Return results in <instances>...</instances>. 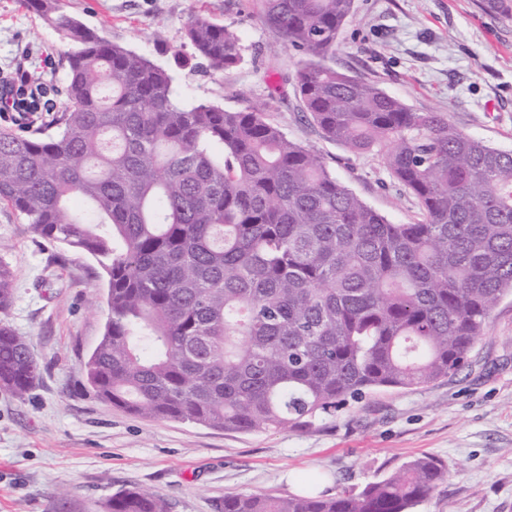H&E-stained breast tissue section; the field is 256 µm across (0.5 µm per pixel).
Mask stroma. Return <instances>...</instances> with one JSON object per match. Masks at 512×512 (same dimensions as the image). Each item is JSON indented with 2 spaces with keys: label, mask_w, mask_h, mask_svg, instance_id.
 I'll list each match as a JSON object with an SVG mask.
<instances>
[{
  "label": "stroma",
  "mask_w": 512,
  "mask_h": 512,
  "mask_svg": "<svg viewBox=\"0 0 512 512\" xmlns=\"http://www.w3.org/2000/svg\"><path fill=\"white\" fill-rule=\"evenodd\" d=\"M112 42L173 68L183 101L241 110L279 100L272 118L316 149L336 178L394 224L418 217L415 200L381 157L322 138L297 108V55L276 49L250 0H61ZM202 14L234 30L244 60L217 72L193 63L184 37ZM57 32L20 0H0V87L25 74L63 83ZM186 66H176L175 54ZM422 112H443L465 134L512 150V22L480 0H354L328 59ZM0 262L14 274L6 319L44 371L18 399L0 390V512H107L113 495L144 488L168 512H219L229 493L295 494L322 474V495L356 494L420 455L447 479L415 512H512V295L493 310L469 364L413 389L384 388L305 430L224 432L149 420L99 400L84 364L107 318L94 258L35 238L0 202Z\"/></svg>",
  "instance_id": "obj_1"
}]
</instances>
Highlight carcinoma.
Returning <instances> with one entry per match:
<instances>
[{
	"label": "carcinoma",
	"mask_w": 512,
	"mask_h": 512,
	"mask_svg": "<svg viewBox=\"0 0 512 512\" xmlns=\"http://www.w3.org/2000/svg\"><path fill=\"white\" fill-rule=\"evenodd\" d=\"M66 43L62 85L29 76L0 129V201L36 238L93 257L107 282L103 336L85 363L96 396L149 419L228 432L299 430L380 388L411 389L468 363L512 294V151L416 112L327 64L353 0H252L273 41L301 57L296 94L320 135L382 158L417 202L392 224L324 157L268 118L185 103L174 72L65 14L21 0ZM512 21V0H482ZM185 38L220 72L237 34L204 15ZM14 301L0 262V314ZM0 320V389L42 375ZM446 479L416 457L358 494L231 493L221 512H411ZM108 512H168L155 493Z\"/></svg>",
	"instance_id": "cac0c4a2"
}]
</instances>
